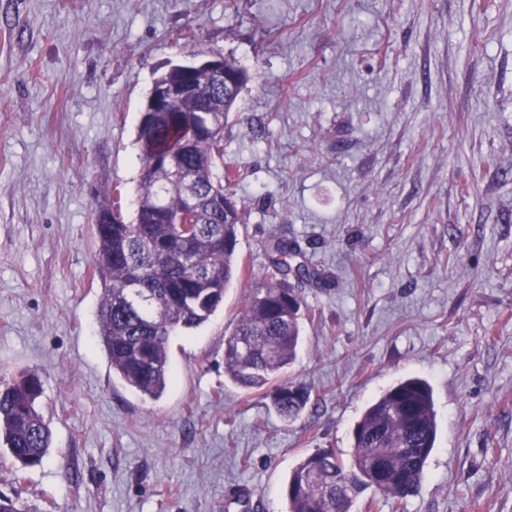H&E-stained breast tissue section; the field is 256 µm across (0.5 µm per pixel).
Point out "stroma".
Masks as SVG:
<instances>
[{"instance_id": "obj_1", "label": "stroma", "mask_w": 512, "mask_h": 512, "mask_svg": "<svg viewBox=\"0 0 512 512\" xmlns=\"http://www.w3.org/2000/svg\"><path fill=\"white\" fill-rule=\"evenodd\" d=\"M197 52L247 72L223 141L238 272L151 401L96 338L95 211L133 201L141 108ZM271 236L329 276L300 288L292 423L224 375ZM23 369L52 444L0 462V494L29 512H286L291 470L348 456L407 377L437 412L424 477L354 512H512V0H0V378Z\"/></svg>"}]
</instances>
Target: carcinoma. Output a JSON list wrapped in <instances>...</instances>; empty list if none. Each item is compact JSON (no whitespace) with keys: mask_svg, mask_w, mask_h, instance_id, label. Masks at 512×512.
Wrapping results in <instances>:
<instances>
[{"mask_svg":"<svg viewBox=\"0 0 512 512\" xmlns=\"http://www.w3.org/2000/svg\"><path fill=\"white\" fill-rule=\"evenodd\" d=\"M224 74L239 88L246 81L231 57L224 58ZM192 78L195 95L159 113L153 140L139 142L134 220L96 225L94 267L102 281L97 339L113 376L151 400L168 386L172 337L209 321L238 268L243 211L232 187L239 173L224 161L223 137L239 92L216 86L204 71ZM158 151L172 156L200 199L224 195L230 215L204 209L182 229L170 223L183 210L184 188L164 166L153 165ZM97 215H123L121 197L104 200ZM264 251L267 272L224 340V374L244 388L264 390L276 412L293 422L310 400L309 389L287 375L304 343L307 311L299 285H323L328 275L306 261L291 264L300 249L287 238H269ZM42 393L35 371L0 379V443L22 468L41 466L51 447L50 423L37 408ZM436 431L430 386L418 378L398 383L362 414L348 460L318 450L297 464L285 488L288 512H352L356 497L369 488L406 500L424 477Z\"/></svg>","mask_w":512,"mask_h":512,"instance_id":"1","label":"carcinoma"}]
</instances>
